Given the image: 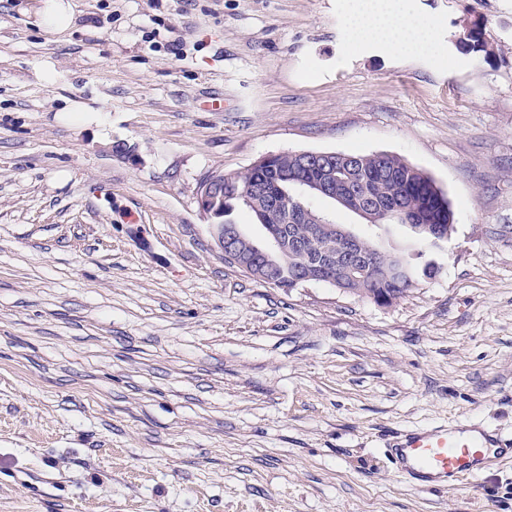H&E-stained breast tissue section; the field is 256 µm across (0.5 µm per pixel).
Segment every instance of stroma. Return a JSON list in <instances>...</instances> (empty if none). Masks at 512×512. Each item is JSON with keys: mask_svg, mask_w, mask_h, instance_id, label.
Instances as JSON below:
<instances>
[{"mask_svg": "<svg viewBox=\"0 0 512 512\" xmlns=\"http://www.w3.org/2000/svg\"><path fill=\"white\" fill-rule=\"evenodd\" d=\"M70 2L50 35L0 0V512H512V463L421 491L388 451L512 443V0H411L441 53L408 60L351 43L352 0ZM303 151L432 177L439 274L380 306L225 262L198 184Z\"/></svg>", "mask_w": 512, "mask_h": 512, "instance_id": "stroma-1", "label": "stroma"}]
</instances>
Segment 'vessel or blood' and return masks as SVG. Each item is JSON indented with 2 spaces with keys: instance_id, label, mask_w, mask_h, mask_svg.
I'll use <instances>...</instances> for the list:
<instances>
[{
  "instance_id": "obj_1",
  "label": "vessel or blood",
  "mask_w": 512,
  "mask_h": 512,
  "mask_svg": "<svg viewBox=\"0 0 512 512\" xmlns=\"http://www.w3.org/2000/svg\"><path fill=\"white\" fill-rule=\"evenodd\" d=\"M391 455L400 473L422 489H441L512 460V447L479 426L459 422L403 434Z\"/></svg>"
}]
</instances>
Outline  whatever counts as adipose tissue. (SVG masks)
I'll list each match as a JSON object with an SVG mask.
<instances>
[{"label": "adipose tissue", "mask_w": 512, "mask_h": 512, "mask_svg": "<svg viewBox=\"0 0 512 512\" xmlns=\"http://www.w3.org/2000/svg\"><path fill=\"white\" fill-rule=\"evenodd\" d=\"M352 41L378 45L397 55L421 56L433 51L437 36L433 25L415 14L409 0H357Z\"/></svg>", "instance_id": "obj_1"}]
</instances>
